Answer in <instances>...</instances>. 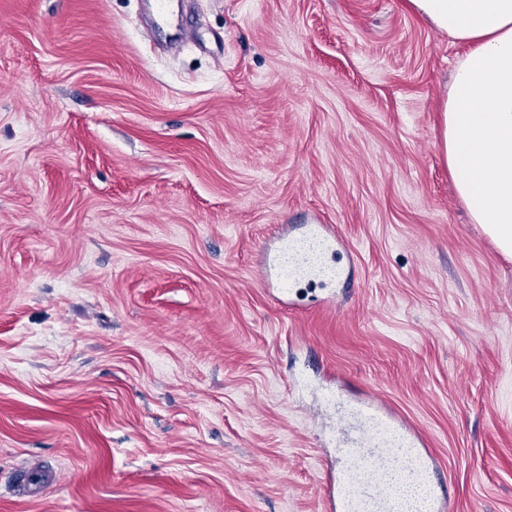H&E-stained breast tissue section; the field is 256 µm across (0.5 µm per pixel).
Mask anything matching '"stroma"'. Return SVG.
Here are the masks:
<instances>
[{
    "label": "stroma",
    "instance_id": "stroma-1",
    "mask_svg": "<svg viewBox=\"0 0 512 512\" xmlns=\"http://www.w3.org/2000/svg\"><path fill=\"white\" fill-rule=\"evenodd\" d=\"M180 2L173 55L150 0H0V512H325L370 394L452 512H512V261L441 148L461 46L405 0ZM296 224L347 287L260 283Z\"/></svg>",
    "mask_w": 512,
    "mask_h": 512
}]
</instances>
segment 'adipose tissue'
I'll use <instances>...</instances> for the list:
<instances>
[{"label": "adipose tissue", "mask_w": 512, "mask_h": 512, "mask_svg": "<svg viewBox=\"0 0 512 512\" xmlns=\"http://www.w3.org/2000/svg\"><path fill=\"white\" fill-rule=\"evenodd\" d=\"M466 51L442 107V146L473 223L512 259V0H406Z\"/></svg>", "instance_id": "1"}]
</instances>
